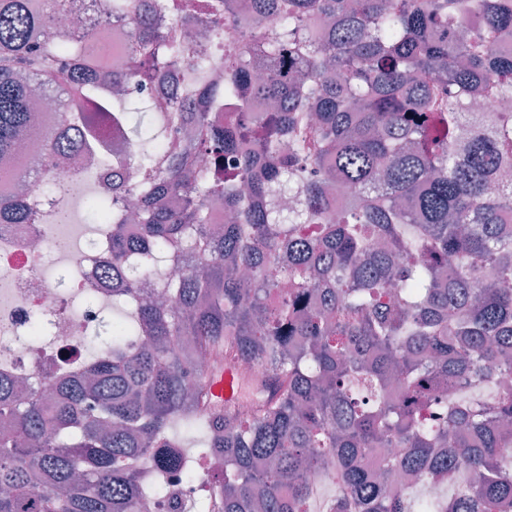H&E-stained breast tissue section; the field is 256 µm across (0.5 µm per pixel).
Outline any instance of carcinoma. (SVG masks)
Wrapping results in <instances>:
<instances>
[{"instance_id":"1","label":"carcinoma","mask_w":512,"mask_h":512,"mask_svg":"<svg viewBox=\"0 0 512 512\" xmlns=\"http://www.w3.org/2000/svg\"><path fill=\"white\" fill-rule=\"evenodd\" d=\"M86 2L131 19L132 72L102 74L105 47L60 27L74 0H0V159L39 91L59 114L50 153H102L108 115L132 153L112 151L121 179L86 198L84 219L112 225L113 302L137 296L131 268L186 271L162 282L161 301L112 317L89 375L45 396L0 374L13 421L0 435V512H138L188 470L180 427L202 432L217 471L197 512H512V390L500 385L512 368V112L463 110L488 90L512 100V50L498 48L512 39V0H254L251 38L224 44L222 59L161 23L178 0ZM195 7L203 34L222 39L230 0ZM312 14L329 21L320 40L306 32ZM180 65L194 111L163 96L132 107L143 84H178ZM14 179L0 170V224L32 223ZM33 188L69 223L78 182L57 183L47 165ZM181 195L191 208L170 206ZM213 197L229 222L208 233ZM197 355L213 372L262 366L249 415L215 401L210 374L193 375ZM371 448L386 449L376 478L361 465ZM329 455L320 483L336 493L321 500L298 474Z\"/></svg>"}]
</instances>
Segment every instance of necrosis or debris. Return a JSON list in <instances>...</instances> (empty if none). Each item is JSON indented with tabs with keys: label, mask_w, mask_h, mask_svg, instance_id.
<instances>
[{
	"label": "necrosis or debris",
	"mask_w": 512,
	"mask_h": 512,
	"mask_svg": "<svg viewBox=\"0 0 512 512\" xmlns=\"http://www.w3.org/2000/svg\"><path fill=\"white\" fill-rule=\"evenodd\" d=\"M90 21L108 49V70L128 69L127 22L97 14ZM97 232L102 244L95 247L85 238V226L57 224L47 216L32 224H0V369L12 377L35 387L63 370L87 374L82 346L112 306L103 273L112 260L110 227L98 225ZM61 237L68 239V250L56 249ZM91 293L96 299L90 304ZM38 315L45 318L39 336L32 327ZM210 491L208 467L201 464L192 476L172 477L167 495L148 498L143 512H169L171 501L197 502Z\"/></svg>",
	"instance_id": "necrosis-or-debris-1"
}]
</instances>
